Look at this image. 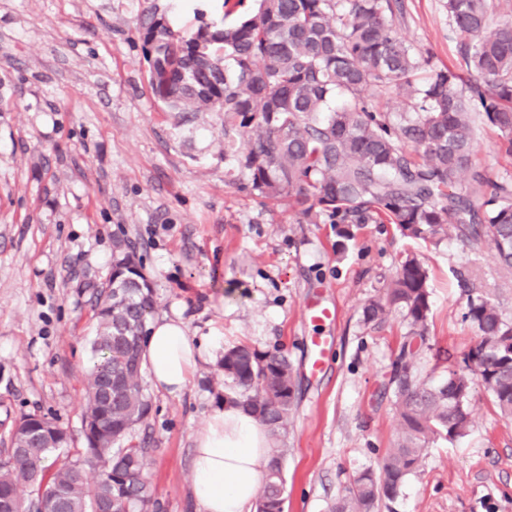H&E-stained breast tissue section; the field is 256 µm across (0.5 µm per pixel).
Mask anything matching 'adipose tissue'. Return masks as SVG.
Returning a JSON list of instances; mask_svg holds the SVG:
<instances>
[{
  "mask_svg": "<svg viewBox=\"0 0 512 512\" xmlns=\"http://www.w3.org/2000/svg\"><path fill=\"white\" fill-rule=\"evenodd\" d=\"M224 355L220 332L190 336L181 318H161L149 328L143 354L156 390L178 396L199 362ZM271 446L266 429L233 403L212 410L194 439L191 491L200 512H251L264 482Z\"/></svg>",
  "mask_w": 512,
  "mask_h": 512,
  "instance_id": "adipose-tissue-1",
  "label": "adipose tissue"
}]
</instances>
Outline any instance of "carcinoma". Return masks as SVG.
<instances>
[{
    "label": "carcinoma",
    "instance_id": "obj_1",
    "mask_svg": "<svg viewBox=\"0 0 512 512\" xmlns=\"http://www.w3.org/2000/svg\"><path fill=\"white\" fill-rule=\"evenodd\" d=\"M492 0H446L472 77L469 97L461 77L416 54L395 24L398 0H259L232 25H203L189 38L156 17L140 32L153 93L172 112L224 113V151L246 175L245 189L263 199H291L306 215L324 214L336 236L348 224L386 220L402 235L440 239L452 232L471 244L488 238L500 262L512 269V186L472 168L474 105L496 127L512 155V20L493 25ZM378 87L406 99L391 112L364 92ZM487 189L475 205L471 191ZM128 241L112 264L111 291L97 294L94 357L86 373L82 409L86 461L102 462L89 482L80 460L48 462L69 445L68 432L47 422L39 445L28 433H11L0 461V512L12 505L39 509L42 489L57 492L63 512H146L154 498L145 480L146 449L122 445L150 412L140 384L152 289L135 265ZM426 268L406 258L384 296L369 301L371 322L396 307L409 332L393 378L401 431L381 472L360 473L330 512H374L394 500L420 469L427 445L453 441L469 427L472 378L448 370L437 384L410 372L416 341H425L430 299ZM477 330L464 354L500 412L512 417V319L489 297L468 302ZM112 383V398L102 393ZM295 384L288 358L238 345L224 353V400L244 407L272 432L284 428ZM283 450L270 449L268 474L255 512L283 500Z\"/></svg>",
    "mask_w": 512,
    "mask_h": 512
}]
</instances>
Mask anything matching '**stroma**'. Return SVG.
<instances>
[{
    "label": "stroma",
    "mask_w": 512,
    "mask_h": 512,
    "mask_svg": "<svg viewBox=\"0 0 512 512\" xmlns=\"http://www.w3.org/2000/svg\"><path fill=\"white\" fill-rule=\"evenodd\" d=\"M192 35L220 22L222 0H0V460L25 414L53 419L83 450L92 301L112 273L115 242H136L153 318L180 313L191 335L221 329L225 347L282 352L294 368L285 429L284 512H328L353 477L379 470L399 429L393 385L408 332L391 310L367 323L406 256L428 271L427 336L411 362L437 383L462 367L476 330L469 293L512 317V271L490 245L403 237L354 225L337 250L332 224L240 187L224 153V115L182 119L153 94L139 28L148 13ZM394 24L433 64L466 74L444 0H402ZM476 169L512 183L498 130L478 121ZM335 306L315 323L309 301ZM331 344L310 369L312 339ZM142 386L151 409L130 439L149 450L151 512H199L190 495L194 436L224 402L222 364L202 363L179 397ZM467 434L430 442L419 471L377 512H512V419L472 383Z\"/></svg>",
    "instance_id": "stroma-1"
}]
</instances>
